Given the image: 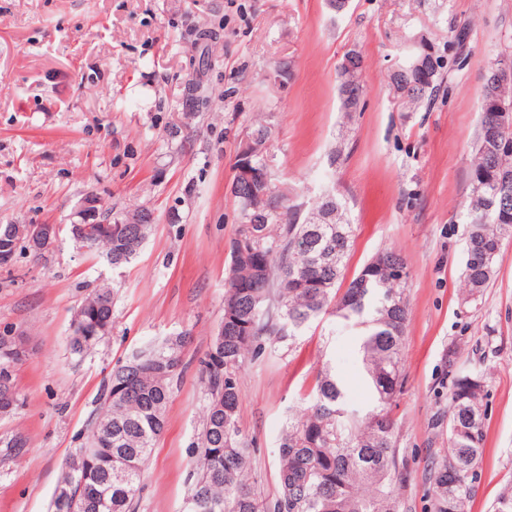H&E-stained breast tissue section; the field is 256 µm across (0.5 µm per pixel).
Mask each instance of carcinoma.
I'll use <instances>...</instances> for the list:
<instances>
[{
	"mask_svg": "<svg viewBox=\"0 0 512 512\" xmlns=\"http://www.w3.org/2000/svg\"><path fill=\"white\" fill-rule=\"evenodd\" d=\"M357 63L340 66L339 87L357 86ZM442 59L428 53L392 76L395 91L409 110L430 103L441 87ZM495 94L484 83L479 126L471 162V181L482 184L466 205L464 288L474 296L492 280L504 243L512 241V201L508 219L492 207L499 200L496 173L512 175V154L492 156L483 134L492 122L486 104ZM239 236H251L256 262L229 268L236 302L224 310V333L213 339L201 360L208 395L195 461L188 473L191 512H411L403 497L410 481L408 459L397 446L390 407L401 394V350L408 320L405 281L392 266L402 257L382 251L340 291L353 227L345 221L307 224L288 194L275 190L274 208L266 201L237 199ZM151 224H127L109 231L97 249L114 267L131 261L148 237ZM331 312L347 324L362 325L360 353L373 406L350 409L345 391L330 367L319 373L313 397L288 425L277 448L279 493L262 501L248 482L250 444L238 427L241 385L237 369L245 354L259 353L265 336L297 335L313 319ZM77 316L82 336L70 340L81 355L112 327V289H93ZM187 336L131 352L112 367L84 444L86 460L64 463L63 483L87 498L85 512H135L144 467L166 426L165 411L178 375ZM0 398H11L12 375L2 367ZM448 407L435 424H448V450L425 473L432 512H467L483 452L487 411L486 378L456 367L448 349Z\"/></svg>",
	"mask_w": 512,
	"mask_h": 512,
	"instance_id": "cac0c4a2",
	"label": "carcinoma"
}]
</instances>
